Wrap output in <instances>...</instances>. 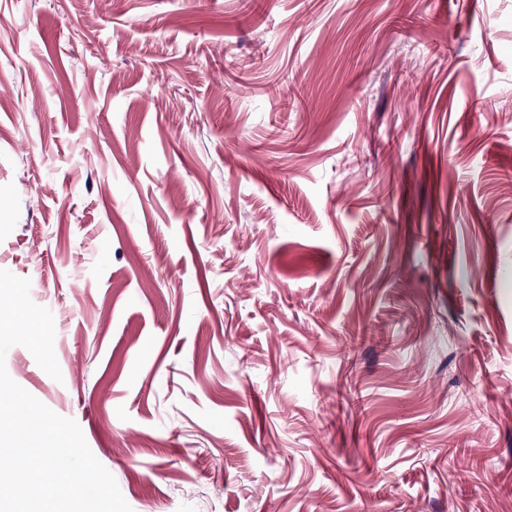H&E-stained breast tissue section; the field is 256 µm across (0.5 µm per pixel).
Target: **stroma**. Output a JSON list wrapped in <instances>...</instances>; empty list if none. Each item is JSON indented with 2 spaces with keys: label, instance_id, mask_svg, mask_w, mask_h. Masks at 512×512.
I'll use <instances>...</instances> for the list:
<instances>
[{
  "label": "stroma",
  "instance_id": "1",
  "mask_svg": "<svg viewBox=\"0 0 512 512\" xmlns=\"http://www.w3.org/2000/svg\"><path fill=\"white\" fill-rule=\"evenodd\" d=\"M0 270L132 512H512V0H0Z\"/></svg>",
  "mask_w": 512,
  "mask_h": 512
}]
</instances>
